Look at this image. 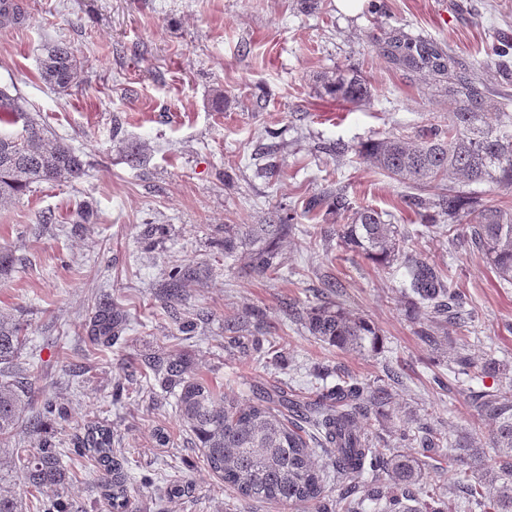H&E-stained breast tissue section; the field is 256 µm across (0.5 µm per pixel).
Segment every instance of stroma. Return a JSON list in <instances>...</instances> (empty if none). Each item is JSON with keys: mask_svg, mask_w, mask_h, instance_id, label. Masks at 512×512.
<instances>
[{"mask_svg": "<svg viewBox=\"0 0 512 512\" xmlns=\"http://www.w3.org/2000/svg\"><path fill=\"white\" fill-rule=\"evenodd\" d=\"M19 20L0 23V87L76 148L86 163L77 182L41 184L0 206V246L26 256L0 275V311L26 342L18 363L35 365L32 393L50 392L66 409L45 422L46 435L69 441L88 422L111 423L116 455L137 479L129 512H292L244 501L212 473L181 425L173 395L151 394L149 361L185 355L193 374L220 393L252 401L269 381L311 401L314 373L390 382L394 407L367 421L373 447L419 454L423 424L448 435L480 437L448 370L463 352L481 363L512 361V285L482 256L453 248L446 231L416 238L427 261L447 270L470 295L469 329L435 322L449 336L433 349L405 312L400 274L339 247L336 218L307 212L310 196L343 187L353 208L376 210L386 223L412 229L405 185L359 155L361 142L417 134L446 121L449 104L419 76L395 70L372 48L379 30L401 27L448 44L474 67L493 40L512 43V0H363L343 11L320 0L312 14L297 0H18ZM72 47L81 90L61 92L39 76L43 44ZM355 71L373 88L361 107L325 95L326 75ZM279 138H270V131ZM138 149L139 165L127 160ZM279 174H265L270 163ZM297 214L281 242L280 274L249 276L225 257L228 224H262L279 205ZM90 223H74L80 207ZM51 216L39 225L41 215ZM197 270L184 300L170 309L163 273ZM332 301L369 320L383 346L373 355L330 347L300 317ZM127 320L116 343L92 340L89 322L102 307ZM244 317L238 335L264 336L286 352L277 365L230 347L224 327ZM195 324L194 333L181 329ZM127 390L113 403L116 386ZM170 438L156 443L158 433ZM70 512H112L87 460L67 457ZM189 491L175 497L171 486Z\"/></svg>", "mask_w": 512, "mask_h": 512, "instance_id": "obj_1", "label": "stroma"}]
</instances>
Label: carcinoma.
I'll return each mask as SVG.
<instances>
[{"label":"carcinoma","instance_id":"cac0c4a2","mask_svg":"<svg viewBox=\"0 0 512 512\" xmlns=\"http://www.w3.org/2000/svg\"><path fill=\"white\" fill-rule=\"evenodd\" d=\"M372 41L389 64L432 81L456 107L448 113V122L425 135L371 138L360 144L359 153L414 190L405 202L426 231L443 224L457 232L462 242L485 257L501 282L512 284V207L487 206L460 190L473 184L512 188V110L493 106L478 72L460 65L448 47L434 39L392 27ZM511 53L512 44L496 41L480 66H496ZM39 66L42 80L56 90L68 92L82 85L80 64L67 45H43ZM323 88L355 107L372 98L371 86L357 74L338 72L324 80ZM18 123L19 134L0 131V205L43 183L83 178L81 155L28 113L19 97L1 88L0 124ZM432 184L446 185L436 201L423 196ZM316 208L346 219L336 225V237L346 250L384 268L403 270L402 287L408 290L414 317L447 313L454 324L467 326L465 296L446 281L441 268L410 248V232L385 223L373 209L352 210L340 189L313 198L308 210ZM295 220L296 213L281 206L270 224L224 225V256L242 255L244 266L259 276L279 272L284 265L280 243ZM194 278L190 268H170L167 298L182 301L186 282ZM304 326L316 340L341 351L371 353L381 344L372 323L330 303L309 308ZM125 329V319L104 308L93 317L90 334L96 342L111 344ZM24 341L15 320L0 312V441L20 428L39 437L36 452L16 449L23 484L29 491L57 493L69 479L63 465L65 449L41 436V430L45 418L63 412L49 396L37 409L29 400L32 375L14 370ZM455 364V373L463 376L461 392L478 418L489 421L487 439L495 452L487 455L465 436L453 442L431 428L425 447L446 444L454 451L448 467L455 476L454 487L463 494L464 512H512V366L492 360L479 364L462 354L455 357ZM150 369L162 390L175 395L181 424L202 449L210 470L245 499L288 504L302 512H329L326 484L334 475L338 481L360 479L347 492L359 490L361 496L346 501L345 512H366L367 506L372 512H444L423 487L424 473L416 458L370 447L367 433L358 427L370 411L391 403V388L385 384L350 382L341 376L307 405L289 399L284 387L273 384L257 401L242 404L192 374L184 356L153 361ZM497 374L504 384L488 390L470 386L473 380ZM112 439V426L96 420L70 444L97 469L98 489L112 501L113 512H126L135 481L114 456ZM314 443L324 448L328 465L315 464ZM0 512H21L14 490L1 485Z\"/></svg>","mask_w":512,"mask_h":512}]
</instances>
